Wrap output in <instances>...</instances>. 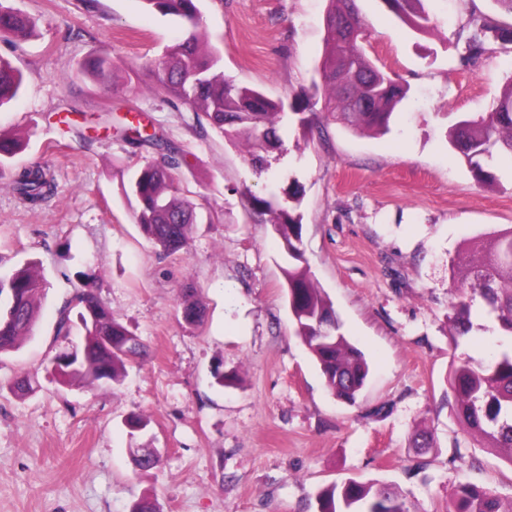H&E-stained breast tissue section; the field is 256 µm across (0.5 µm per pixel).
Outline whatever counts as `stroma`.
Masks as SVG:
<instances>
[{
    "label": "stroma",
    "mask_w": 512,
    "mask_h": 512,
    "mask_svg": "<svg viewBox=\"0 0 512 512\" xmlns=\"http://www.w3.org/2000/svg\"><path fill=\"white\" fill-rule=\"evenodd\" d=\"M5 4L38 33L0 40L24 78L0 108V133L21 137L17 164L49 166L57 190L31 209L0 178V273L33 261L48 285L34 335L0 356V512H132L144 498L157 512H317L320 488L351 479L396 488L411 512H448L464 482L512 497V458L464 431L446 382L454 359L487 363L512 346L478 305L479 331L458 346L449 335L459 247L512 227V160L496 161L491 189L447 139L456 117L487 112L512 77V45L469 64L455 47L472 8L496 13L493 0H428V35L383 0H356L367 55L409 87L389 132L284 121L262 173L205 117L155 93L158 64L183 32L175 17L142 0ZM203 5L225 77L322 112L327 0ZM102 53L125 88L83 75ZM130 110L179 148L173 177L202 217L187 248L166 257L121 190L146 158L116 132ZM252 193L299 199L308 268L369 364L355 403L331 394L294 334L280 240ZM88 284L143 345L111 387L64 386L53 372L56 354L83 343L79 323L63 336L57 321ZM188 290L205 303L197 323L182 317ZM222 374L234 384L220 385ZM134 414L149 425L133 434ZM421 430L433 447H413ZM136 448L160 449L158 467L137 470Z\"/></svg>",
    "instance_id": "1"
}]
</instances>
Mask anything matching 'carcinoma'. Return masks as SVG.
Here are the masks:
<instances>
[{
  "label": "carcinoma",
  "instance_id": "cac0c4a2",
  "mask_svg": "<svg viewBox=\"0 0 512 512\" xmlns=\"http://www.w3.org/2000/svg\"><path fill=\"white\" fill-rule=\"evenodd\" d=\"M163 15L174 16L184 32L167 47L156 93L167 102L179 101L206 115L210 124L230 140L243 138L249 144V161L262 167L264 153L279 141L277 125L283 105L257 89L240 86L224 77L221 58L211 47L203 21L202 0H143ZM326 39L319 63L325 83L324 119H340L360 133L384 134L396 107L408 88L378 67L358 44L366 29L356 0H328ZM404 24L420 34L434 29L425 7L427 0H383ZM350 18L358 30L348 38L336 29V21ZM36 22L15 13L0 2V39L24 40L36 35ZM465 58L478 59L498 45H512V22L474 10L456 33ZM83 73L96 84L117 86L115 65L108 56H94ZM23 84L22 73L0 56V107L14 99ZM121 133L137 147L159 148L163 161H146L123 186L134 223L160 252L170 254L187 247L189 230L197 223L196 205L174 182L170 169L176 164V148L145 125L126 122ZM448 143L472 170L476 179L493 184L487 170L498 154L512 157V78L502 87L490 112L463 117L448 129ZM23 142L0 134V177L10 175L18 197L37 205L56 188L50 169L17 166L14 157ZM251 206L270 215V224L283 244L286 299L294 333L317 362L333 396L353 403L365 386L369 367L363 353L340 331L335 309L309 274L302 245V214L298 205L282 207L270 198L251 195ZM45 280L32 262L0 275V354L16 349L36 328ZM449 333L454 344L475 330L472 306L481 300L486 314L499 330L512 337V227L475 239L464 246L452 262ZM182 315L195 323L202 319L203 300L193 293L183 295ZM76 311L84 331L82 347L53 359L64 384L118 382L126 362L140 353V343L112 317V311L87 285L65 307L59 329L69 335L70 313ZM455 398L458 420L486 448L509 452L512 461V350L501 352L483 364L469 357L451 364L447 376ZM319 512H410L400 493L388 485L349 481L320 489ZM448 512H512V498L465 482L456 486Z\"/></svg>",
  "mask_w": 512,
  "mask_h": 512
}]
</instances>
